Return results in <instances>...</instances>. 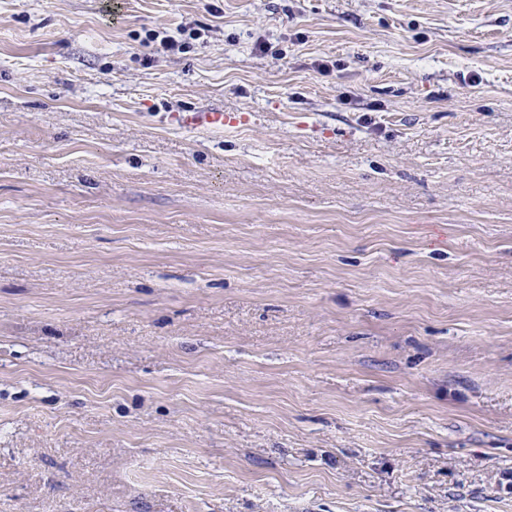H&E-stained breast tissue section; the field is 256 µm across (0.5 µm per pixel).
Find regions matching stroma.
<instances>
[{
  "mask_svg": "<svg viewBox=\"0 0 512 512\" xmlns=\"http://www.w3.org/2000/svg\"><path fill=\"white\" fill-rule=\"evenodd\" d=\"M0 512H512V0H0ZM170 119L175 124L184 128H224V125H234L237 123V118L235 116L224 114V111L220 109L176 112L171 114Z\"/></svg>",
  "mask_w": 512,
  "mask_h": 512,
  "instance_id": "stroma-1",
  "label": "stroma"
}]
</instances>
